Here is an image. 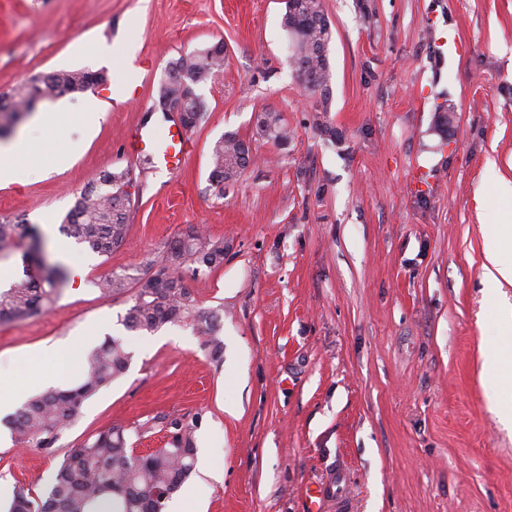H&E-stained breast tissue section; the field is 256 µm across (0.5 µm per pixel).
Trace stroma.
Segmentation results:
<instances>
[{
	"label": "stroma",
	"mask_w": 512,
	"mask_h": 512,
	"mask_svg": "<svg viewBox=\"0 0 512 512\" xmlns=\"http://www.w3.org/2000/svg\"><path fill=\"white\" fill-rule=\"evenodd\" d=\"M329 141L315 98L289 65L285 0H0V93L55 69L104 71L89 94L31 135L17 180L0 185V223L41 227L48 256L58 225L102 171L130 170L126 243L100 256L74 246L59 299L0 324V381L22 386L20 355L66 345L55 387L78 381L105 337L133 353L127 372L82 405L51 448L0 431V482L42 491L70 449L112 425L140 452L162 447V416L199 414L197 450L223 470L195 469L176 493L184 512H512V429L495 404L512 385L483 368L508 342L495 317L512 286L484 276L485 238L512 197V0H322ZM133 37L127 65L85 53ZM223 68L201 89L206 119L176 173L131 146L138 128L164 137L156 111L169 61L215 43ZM104 115L74 129L86 97ZM277 113L287 143L258 136ZM453 113L452 126L442 124ZM251 145L240 178L214 189L210 152L224 133ZM68 145L70 167L43 169ZM195 226L224 241V263L182 268L198 307L223 310L213 359L192 319L151 334L125 329L132 292L102 295L111 273L150 275L165 245Z\"/></svg>",
	"instance_id": "stroma-1"
}]
</instances>
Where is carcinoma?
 <instances>
[{"label": "carcinoma", "mask_w": 512, "mask_h": 512, "mask_svg": "<svg viewBox=\"0 0 512 512\" xmlns=\"http://www.w3.org/2000/svg\"><path fill=\"white\" fill-rule=\"evenodd\" d=\"M300 5L296 10L286 9L282 19L295 49L290 63L294 71L307 74L309 85L305 90L317 96V126L321 133L333 137L335 130L321 122L332 100L328 58L331 24L322 0H302ZM223 66L224 58L207 48L171 61L166 76L185 73L198 89ZM90 75L89 69L55 70L35 77L30 85L19 86L9 96H0V140L10 137L29 116L25 107L33 91H38L44 101L82 93ZM256 131L280 142L288 141V132L271 112L258 116ZM245 146L246 141L235 133H226L214 142L209 178L216 181V189L224 190V184L236 181L247 167L250 158L244 156ZM128 180L130 171L126 169L100 173L76 198L60 231L100 256L122 246L130 227L131 200L119 205L112 192ZM27 233L24 224L1 223L0 256L16 252ZM22 262L23 277L0 290V323L41 313L60 296L66 283L65 270L47 261L38 241L32 250L23 251ZM223 263L224 240L192 227L168 244L159 269L151 276L110 274L99 287L105 295L135 289L134 304L124 317V325L130 330L152 333L167 323L194 315L198 331L207 337L211 355L217 360L222 350L217 336L220 313L195 309L194 299L175 271L189 266L197 275ZM131 360L132 352L121 339H105L86 356L76 384L27 399L4 421L12 440L26 447H51L57 434L72 424L84 401L123 375ZM198 421L197 414L164 421L166 446L145 454L128 446L124 427L113 425L102 430L66 454L42 493L23 485L15 487L8 512H164L167 501L193 473Z\"/></svg>", "instance_id": "cac0c4a2"}]
</instances>
